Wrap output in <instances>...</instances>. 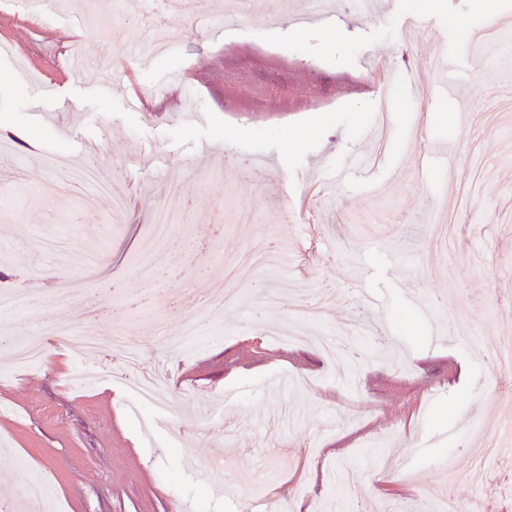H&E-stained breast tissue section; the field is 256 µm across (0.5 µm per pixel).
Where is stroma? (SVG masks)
I'll list each match as a JSON object with an SVG mask.
<instances>
[{
	"label": "stroma",
	"mask_w": 512,
	"mask_h": 512,
	"mask_svg": "<svg viewBox=\"0 0 512 512\" xmlns=\"http://www.w3.org/2000/svg\"><path fill=\"white\" fill-rule=\"evenodd\" d=\"M227 2L211 0L207 19L192 0L165 14L179 48L144 67L130 53L139 21L118 0H93L91 23L77 10L31 18L0 0V44L10 47L0 53V128L35 140L14 145L0 170V291L25 299L0 320V500L19 503L35 477L54 512H177L182 500L198 512H336L325 475L345 464L356 512H437L429 490L449 467L459 500L501 502L503 464L483 456L475 430L512 415V400L470 347L432 339L460 313L477 341L512 332V308L499 303L512 292V91L500 84L512 56L468 37L491 24L512 33V0L424 10L392 0L372 18L331 0L304 26L301 0H259L230 27L219 22ZM416 15L432 27L422 44L403 26ZM99 36L112 44L106 86L66 61L71 45ZM441 52L454 62L444 88L431 69ZM34 76L53 97H31ZM366 82L383 86L390 106L376 188L333 177L371 148L380 102L361 91ZM186 84L199 97L193 122ZM137 91L145 106L127 111ZM411 128L434 153L420 177L406 153ZM203 141L213 154L196 155ZM56 152L73 169L90 164L110 193L42 197L9 170L18 157L64 180L42 169ZM475 153L493 167L468 210L475 232L455 237L448 271L421 217L463 202ZM161 195L178 222L150 250ZM290 205L302 221L284 222ZM258 238L288 262L227 278ZM201 285L222 315L185 352L162 349L157 331L180 333L181 301ZM273 287L309 289L300 341L270 338L293 315L289 300L264 302ZM61 327L138 338L146 365L167 376L164 402L143 401L116 359L73 357L55 339ZM32 333L45 362L17 368L10 346ZM334 333L355 357L327 360L317 339ZM380 436L384 461L364 458V441Z\"/></svg>",
	"instance_id": "stroma-1"
}]
</instances>
